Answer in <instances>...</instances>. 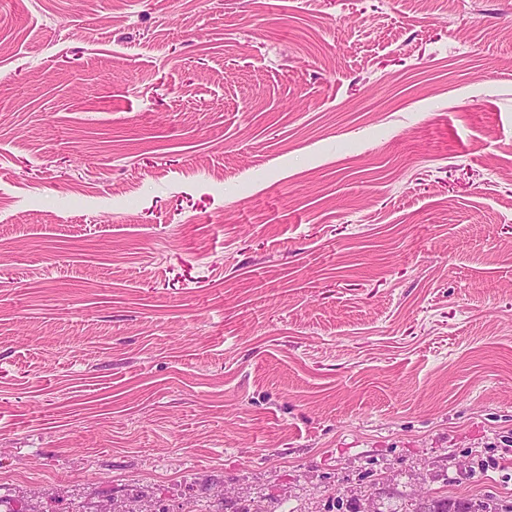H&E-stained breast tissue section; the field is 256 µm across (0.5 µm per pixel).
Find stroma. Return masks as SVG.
<instances>
[{
  "label": "stroma",
  "mask_w": 512,
  "mask_h": 512,
  "mask_svg": "<svg viewBox=\"0 0 512 512\" xmlns=\"http://www.w3.org/2000/svg\"><path fill=\"white\" fill-rule=\"evenodd\" d=\"M0 43V512H512V0Z\"/></svg>",
  "instance_id": "1"
}]
</instances>
